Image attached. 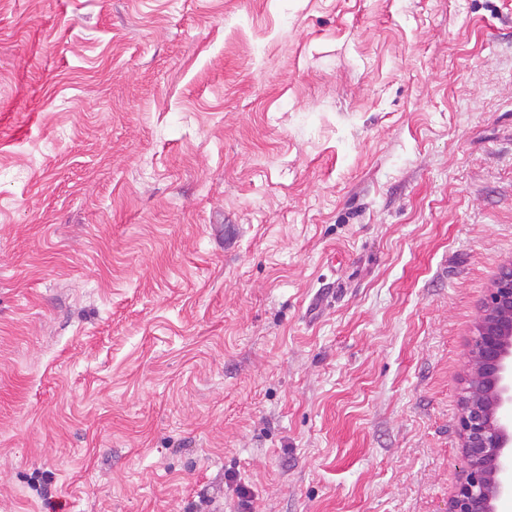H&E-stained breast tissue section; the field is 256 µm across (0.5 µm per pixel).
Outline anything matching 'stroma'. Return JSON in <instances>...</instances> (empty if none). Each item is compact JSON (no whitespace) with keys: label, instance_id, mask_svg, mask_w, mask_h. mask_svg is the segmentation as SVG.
Instances as JSON below:
<instances>
[{"label":"stroma","instance_id":"35a3bbf8","mask_svg":"<svg viewBox=\"0 0 512 512\" xmlns=\"http://www.w3.org/2000/svg\"><path fill=\"white\" fill-rule=\"evenodd\" d=\"M512 260V0H0V512H446Z\"/></svg>","mask_w":512,"mask_h":512}]
</instances>
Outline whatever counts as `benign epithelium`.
Masks as SVG:
<instances>
[{"mask_svg":"<svg viewBox=\"0 0 512 512\" xmlns=\"http://www.w3.org/2000/svg\"><path fill=\"white\" fill-rule=\"evenodd\" d=\"M459 435L466 470L447 512H506L512 504V261L501 266L478 317Z\"/></svg>","mask_w":512,"mask_h":512,"instance_id":"benign-epithelium-1","label":"benign epithelium"}]
</instances>
